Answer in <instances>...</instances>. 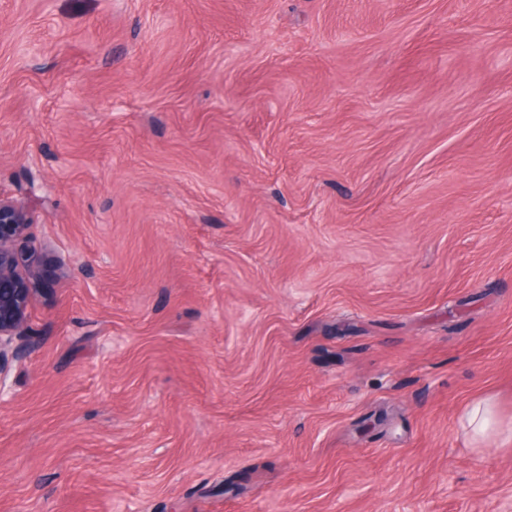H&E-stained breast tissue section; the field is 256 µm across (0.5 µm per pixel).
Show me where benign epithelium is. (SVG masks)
<instances>
[{
  "label": "benign epithelium",
  "mask_w": 512,
  "mask_h": 512,
  "mask_svg": "<svg viewBox=\"0 0 512 512\" xmlns=\"http://www.w3.org/2000/svg\"><path fill=\"white\" fill-rule=\"evenodd\" d=\"M26 205L0 199V401L12 396L9 365L25 357L24 326L36 289L38 252L28 242Z\"/></svg>",
  "instance_id": "benign-epithelium-1"
}]
</instances>
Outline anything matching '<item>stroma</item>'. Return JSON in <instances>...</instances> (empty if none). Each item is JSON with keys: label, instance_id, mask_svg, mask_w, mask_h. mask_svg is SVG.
<instances>
[{"label": "stroma", "instance_id": "stroma-1", "mask_svg": "<svg viewBox=\"0 0 512 512\" xmlns=\"http://www.w3.org/2000/svg\"><path fill=\"white\" fill-rule=\"evenodd\" d=\"M30 183L0 512H512V0H0ZM465 436L480 448L490 440L502 439L512 443V419L507 423L501 415L497 400L487 395L470 403L459 418Z\"/></svg>", "mask_w": 512, "mask_h": 512}]
</instances>
